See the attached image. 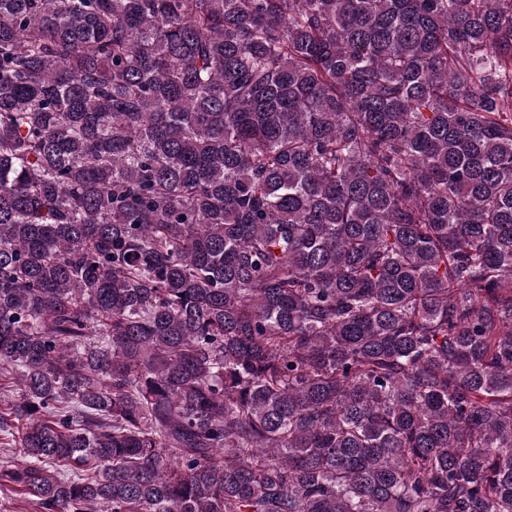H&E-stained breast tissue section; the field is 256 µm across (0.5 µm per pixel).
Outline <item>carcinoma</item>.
Wrapping results in <instances>:
<instances>
[{"label": "carcinoma", "mask_w": 512, "mask_h": 512, "mask_svg": "<svg viewBox=\"0 0 512 512\" xmlns=\"http://www.w3.org/2000/svg\"><path fill=\"white\" fill-rule=\"evenodd\" d=\"M0 493L512 512V0H0Z\"/></svg>", "instance_id": "cac0c4a2"}]
</instances>
